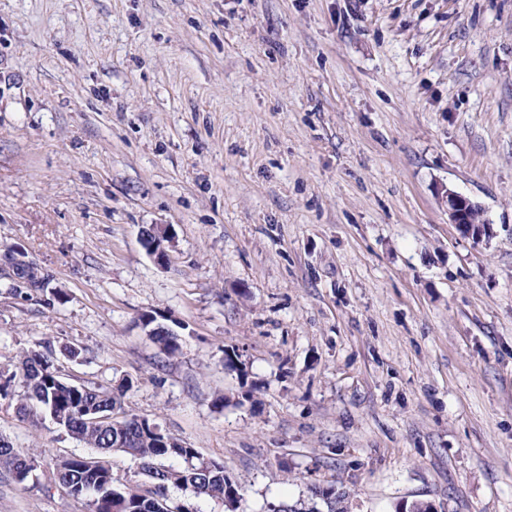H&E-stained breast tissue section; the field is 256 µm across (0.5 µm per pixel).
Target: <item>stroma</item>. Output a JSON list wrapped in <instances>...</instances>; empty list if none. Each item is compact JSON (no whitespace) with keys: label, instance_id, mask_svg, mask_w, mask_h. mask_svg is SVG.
<instances>
[{"label":"stroma","instance_id":"obj_1","mask_svg":"<svg viewBox=\"0 0 512 512\" xmlns=\"http://www.w3.org/2000/svg\"><path fill=\"white\" fill-rule=\"evenodd\" d=\"M10 250L50 282L0 264V364L47 342L67 382L132 381L242 512L330 484L512 512V0H0ZM0 437L37 460L0 512H91L48 479L90 448L11 398ZM441 198L447 205L450 223L455 224L463 236L477 241L490 236L492 233L490 224L484 221L478 222L471 216V212L476 210L477 206L469 198L449 187L443 189ZM148 233L151 234L154 238L149 248L150 254L154 256L156 262L159 265H162L166 259V252L164 250L163 244L165 241H169L170 239L169 228L167 225L162 224L151 225L149 228L141 231V237L143 241ZM140 320L144 329H148V331L151 330L149 333L151 339L159 345L160 350L166 355L173 356L181 351L182 344L180 336H172L174 334L170 333L168 330H156L155 326L157 323H155V320L145 321L142 318H140Z\"/></svg>","mask_w":512,"mask_h":512}]
</instances>
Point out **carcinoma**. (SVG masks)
<instances>
[{
	"label": "carcinoma",
	"instance_id": "1",
	"mask_svg": "<svg viewBox=\"0 0 512 512\" xmlns=\"http://www.w3.org/2000/svg\"><path fill=\"white\" fill-rule=\"evenodd\" d=\"M150 330L151 339L168 356L181 351V338L167 330L155 329V321H141ZM18 380L22 393L18 411L23 415L46 412L62 420L60 430L70 438L92 448L96 458L121 451L142 461L151 488L142 490L112 478V471L93 468L86 456L63 457L58 460L54 480L73 497H90L93 512H171L166 492L171 487L191 490L198 497L217 498L231 512L239 508L241 495L236 483L224 473V466L200 457L197 449L169 435L159 436L155 424L137 415H117L121 410L120 395L101 387L69 383L60 376L53 351L26 350L19 353L14 370L0 385V398H11L10 383ZM96 410L100 422H89L85 411ZM182 459L183 466L167 467L161 460ZM35 470V459L15 450L0 440V471L22 483ZM336 497L333 485L316 487L307 501L280 502L269 505V512H332Z\"/></svg>",
	"mask_w": 512,
	"mask_h": 512
}]
</instances>
